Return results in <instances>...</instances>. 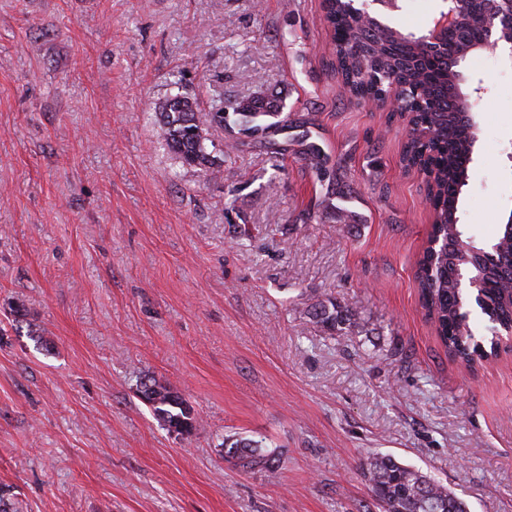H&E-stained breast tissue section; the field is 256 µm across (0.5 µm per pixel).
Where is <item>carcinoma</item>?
<instances>
[{"label": "carcinoma", "mask_w": 512, "mask_h": 512, "mask_svg": "<svg viewBox=\"0 0 512 512\" xmlns=\"http://www.w3.org/2000/svg\"><path fill=\"white\" fill-rule=\"evenodd\" d=\"M460 9L465 11V22L448 33V44L458 50L483 41L491 30L503 32L512 23V0H466ZM324 12L332 32L336 78L349 97L377 105L394 98L408 115L403 156L430 176L433 222L427 242L439 241L434 248L425 247L418 261L419 295L448 352L468 364L483 356L476 336L480 322L488 321L496 336L512 330V281L503 265L484 262L485 300L478 316L471 317L461 303L455 267L479 262L475 250L485 245L466 235L461 224L459 186L471 155L466 118L451 102L448 60L418 52L405 40L412 32L397 22L387 28L365 23L352 13L350 0H327ZM160 124L170 152L190 167L217 164L207 145L212 127L258 134L257 143L278 153L292 151L320 183L322 194L305 221L323 215L338 224L359 221V214L347 207L353 187L340 169L330 165L311 131H301L293 120L282 117L273 95L227 99L206 113L199 111L195 99L174 95L160 112ZM310 315L330 330L354 324L353 309L334 303L329 307L318 303ZM138 392L168 432L189 437L197 430L194 409L179 392L153 377L142 378ZM223 448L225 457L246 468L271 462L258 440L228 435ZM367 473L384 512H465V504L439 481L392 455L372 458Z\"/></svg>", "instance_id": "obj_1"}]
</instances>
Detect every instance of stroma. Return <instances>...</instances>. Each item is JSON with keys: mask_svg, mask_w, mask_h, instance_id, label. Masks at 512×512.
Wrapping results in <instances>:
<instances>
[{"mask_svg": "<svg viewBox=\"0 0 512 512\" xmlns=\"http://www.w3.org/2000/svg\"><path fill=\"white\" fill-rule=\"evenodd\" d=\"M329 41L322 0H0V485L20 512H381L378 453L512 512V349L469 367L438 339L405 124L345 95ZM462 70L486 90L461 193L485 240L512 203V65ZM257 93L346 160L362 223L300 221L303 162L230 130L209 171L165 147L173 95ZM328 299L355 326L312 320ZM146 375L188 400L192 437L160 426ZM230 434L273 465L225 459Z\"/></svg>", "mask_w": 512, "mask_h": 512, "instance_id": "stroma-1", "label": "stroma"}]
</instances>
